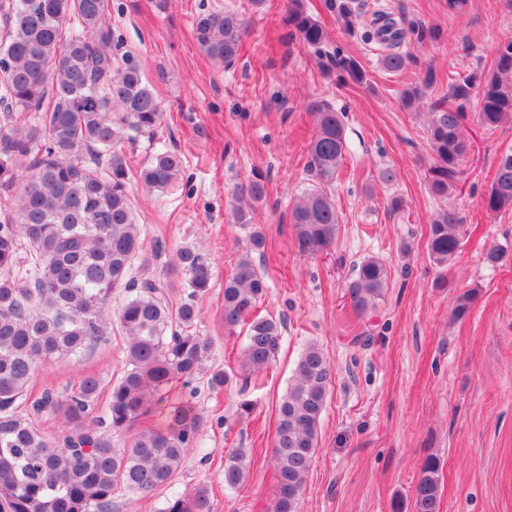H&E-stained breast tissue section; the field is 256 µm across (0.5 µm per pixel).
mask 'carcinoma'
<instances>
[{"instance_id": "obj_1", "label": "carcinoma", "mask_w": 512, "mask_h": 512, "mask_svg": "<svg viewBox=\"0 0 512 512\" xmlns=\"http://www.w3.org/2000/svg\"><path fill=\"white\" fill-rule=\"evenodd\" d=\"M336 24L349 35L384 47L380 64L403 72L412 55L404 43L434 44L441 27L405 12L379 9L364 27L361 0H326ZM287 23L299 44L314 50L326 74L340 83H367L351 55L324 51L327 32L290 0ZM245 27L232 9L202 15L194 28L200 50L228 67L239 56ZM109 0H0V512H112L121 490L149 495L176 480L184 457L198 448L204 416L187 401L168 412L159 426H143L179 383L189 388L204 371L212 341L192 331L200 318L196 299L211 287L212 263L194 247H180L166 276L187 286L178 306L170 304L167 282L133 274L135 259L146 258L145 238L136 224L129 194L132 174L122 142L153 137L164 113L153 85L137 61L112 52ZM436 82L433 69L405 88L408 108L424 105ZM473 120L495 129L512 121V36L498 43L489 73L448 74V95L428 106L427 141L432 164L428 189L435 199L462 174L470 149L464 121L473 99ZM315 134L306 169L311 185L292 206L289 223L298 251L315 257L336 241L339 216L333 193L347 151L344 115L329 102L308 107ZM142 189L165 192L180 182V156L156 151L137 174ZM266 197L263 176L234 190L235 223L249 229L248 246L224 280V328L232 334L247 322L240 374L209 371L207 385L222 390L238 380L248 385L276 361L283 321L255 314L268 284L254 260L265 234L253 222ZM483 206L512 211V151L501 156ZM463 216L455 207L439 209L429 224L427 252L438 266L451 264L461 250ZM388 269L367 257L353 265L347 291L365 313L384 297ZM126 301L118 314L125 338L124 365L112 383L102 414H96L100 379L83 376L72 393L45 392L22 411L26 393L43 363L81 354L112 330V294ZM476 292L452 303L454 320L465 319ZM332 366L322 349L308 344L298 357L288 391L279 403L271 463L275 491L269 512H300L305 479L313 464L327 406ZM47 414L62 424L50 434L33 420ZM131 436L118 448L112 438ZM441 461L428 456L412 489L410 512H439ZM249 473L244 448L224 452V486H241ZM159 512H211L208 491L172 493Z\"/></svg>"}]
</instances>
